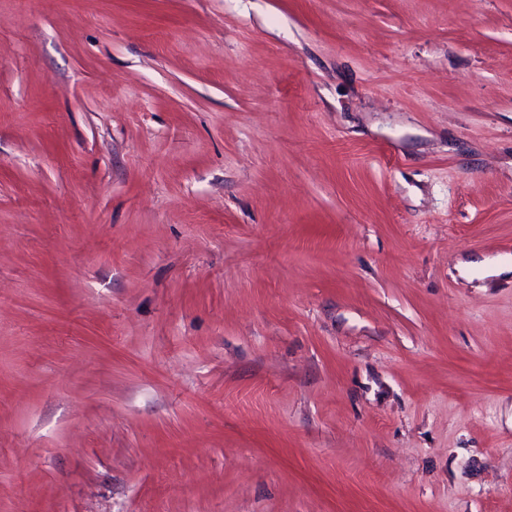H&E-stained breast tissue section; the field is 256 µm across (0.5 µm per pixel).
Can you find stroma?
<instances>
[{
    "label": "stroma",
    "mask_w": 512,
    "mask_h": 512,
    "mask_svg": "<svg viewBox=\"0 0 512 512\" xmlns=\"http://www.w3.org/2000/svg\"><path fill=\"white\" fill-rule=\"evenodd\" d=\"M0 512H512V0H0Z\"/></svg>",
    "instance_id": "35a3bbf8"
}]
</instances>
